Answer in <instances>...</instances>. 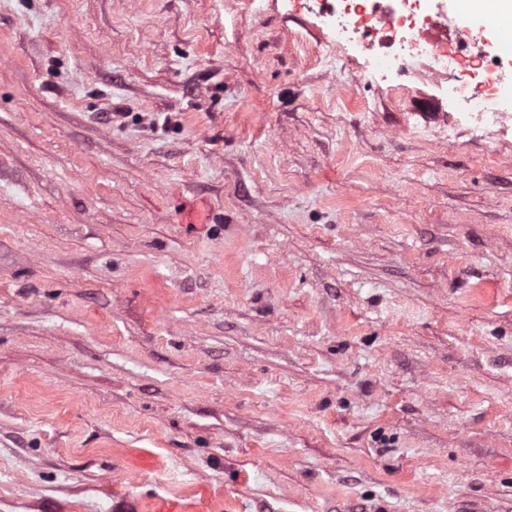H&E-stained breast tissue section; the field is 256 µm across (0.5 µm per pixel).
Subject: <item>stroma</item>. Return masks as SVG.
I'll return each instance as SVG.
<instances>
[{"mask_svg": "<svg viewBox=\"0 0 512 512\" xmlns=\"http://www.w3.org/2000/svg\"><path fill=\"white\" fill-rule=\"evenodd\" d=\"M311 7L0 0V512H512V132Z\"/></svg>", "mask_w": 512, "mask_h": 512, "instance_id": "stroma-1", "label": "stroma"}]
</instances>
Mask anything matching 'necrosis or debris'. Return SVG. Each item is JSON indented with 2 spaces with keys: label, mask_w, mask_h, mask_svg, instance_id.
Listing matches in <instances>:
<instances>
[{
  "label": "necrosis or debris",
  "mask_w": 512,
  "mask_h": 512,
  "mask_svg": "<svg viewBox=\"0 0 512 512\" xmlns=\"http://www.w3.org/2000/svg\"><path fill=\"white\" fill-rule=\"evenodd\" d=\"M315 15L328 46L357 51L371 75L388 79L406 71L409 60L426 57L431 74L452 103L478 120L505 124L512 116V78L501 55L481 47L448 23L447 0H316Z\"/></svg>",
  "instance_id": "1"
}]
</instances>
